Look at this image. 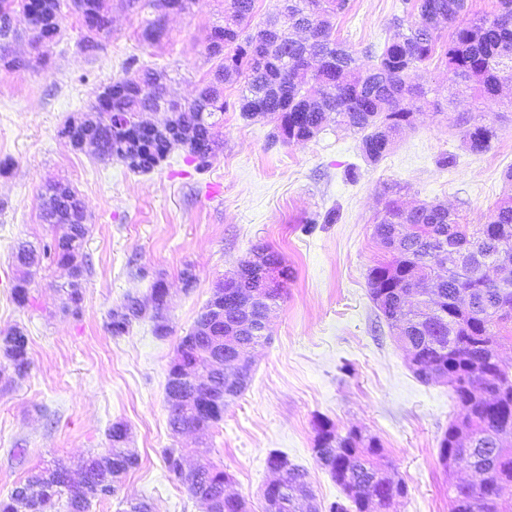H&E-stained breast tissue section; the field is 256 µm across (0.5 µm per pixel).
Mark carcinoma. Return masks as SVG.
I'll return each mask as SVG.
<instances>
[{
    "label": "carcinoma",
    "mask_w": 512,
    "mask_h": 512,
    "mask_svg": "<svg viewBox=\"0 0 512 512\" xmlns=\"http://www.w3.org/2000/svg\"><path fill=\"white\" fill-rule=\"evenodd\" d=\"M288 17H281L275 5L262 25L250 32L255 0H233L224 9V24L212 27L205 50L221 64L197 98L182 113L185 124L196 130L194 141L184 145L193 159L204 168L221 145L216 113L224 112V99L217 83L232 75L241 79L239 110L245 119L260 113L273 123L271 137L284 143L304 142L315 137L326 126L334 124L359 135L364 159L376 164L389 153L396 137L411 125L416 113L425 107L440 109L428 99V91L408 81L411 71L439 54L444 59L450 80L476 90L480 97L494 101L503 85L512 82V0H498L499 9L492 15L469 17L468 0H403L402 16L393 22L396 32L377 55L376 64L364 69L356 52L338 41L332 20L346 9L348 0H288ZM30 6L28 0H0V24L10 26L11 18ZM452 28L450 39L442 42V25ZM164 27L153 18L145 20L142 38L157 43ZM146 108V99H128L112 94L111 111L125 112L128 118ZM129 129L113 130L103 139L96 157L117 159L131 171L146 173L167 157L170 150L157 154L150 165H142L128 155L124 142ZM493 121L463 120V138L475 155L488 152L497 139ZM58 184L49 183L43 194L54 198V205L41 208L45 224H59L69 200L57 198ZM392 185L383 189L386 197L383 212L377 216L373 236L385 259L367 273L369 295L387 324L404 319L409 324L406 342L414 350V374L424 383L434 380V373L448 375V380H466L468 387L453 388L460 417L448 424L440 440V461L448 472V512H512V503L501 499L475 501L453 479L458 445L462 438L473 443V462L489 465L493 481L500 486L512 485V371L505 366L494 368L497 347L504 336L507 319L497 316L502 304L512 306L511 288H488L479 273L480 262L497 254L498 243L512 251V195L503 196L483 224L468 230L467 246L473 253L472 275L466 287L471 290V309L460 312L453 298L460 283L448 273L437 292L441 297L443 316L429 315L421 306H405L402 301L405 282L424 275L437 263L452 269L455 258L448 250V229L462 224L459 212L440 203L416 209L403 206L394 195ZM88 228L71 224L52 245L18 249L16 260L25 268L12 286L14 301L21 307L31 303V278L28 269L50 259L65 268L68 288L65 307L80 309L84 268L75 263ZM258 265L247 259L235 272L240 288H260L261 265L276 271L281 287L266 291L265 301L254 305L251 327L242 330L238 341L251 345L268 339L261 333V319L273 310L284 295V285L292 271L279 253L265 249ZM163 279L151 288L156 307L154 333L160 338L171 334L164 317ZM141 301L127 297L109 311L106 329L113 336L128 332L140 318ZM203 316H198L193 329L181 337L177 349L183 361L192 367L194 376L212 375V401L207 418L219 423L230 402L243 394L250 381L249 372L234 381L224 380L221 373H211L212 356L224 349V327L213 329L212 335H198ZM28 338L19 327L0 336V353L21 375L27 372ZM494 381L500 397L484 402L476 391ZM182 400L170 408L171 429H188L201 419L202 398L193 390V382L184 383ZM110 448L85 465L82 479L72 481L69 468L57 461L48 474H35L17 484L10 495L0 499V512H16L25 505L28 512H88L93 498L109 499L118 490L117 481L137 465V458L124 447L126 426L116 422L108 429ZM314 452L317 461L328 470L348 503L333 502L328 512H390L396 500L404 497L407 487L391 479L375 462L381 444L374 437L356 432L338 433L334 424L322 419L316 424ZM168 480L182 485L183 460L176 448L164 452ZM288 466V496L285 512H310L313 493L300 466L273 451L267 466ZM229 474L209 463L202 466L187 485L197 499H210L219 504V512H245L246 502L224 498V483Z\"/></svg>",
    "instance_id": "cac0c4a2"
}]
</instances>
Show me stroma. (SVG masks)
I'll return each mask as SVG.
<instances>
[{
  "label": "stroma",
  "mask_w": 512,
  "mask_h": 512,
  "mask_svg": "<svg viewBox=\"0 0 512 512\" xmlns=\"http://www.w3.org/2000/svg\"><path fill=\"white\" fill-rule=\"evenodd\" d=\"M111 34L84 51L81 18L62 5L61 36L34 61L28 39L14 43L25 68L0 65V334L22 328L30 366L16 374L0 359V497L19 482L65 461L73 473L104 454L107 430L121 421L138 463L116 496L93 501L88 512H124L143 499L153 512H201L188 491L168 481L164 451H182L188 465L210 462L231 476L229 492L262 512L271 480V451L299 465L318 502L343 500L341 488L313 451L318 419L340 433L358 430L379 440L380 464L408 492L391 512H448V476L439 442L460 408L445 383L420 382L409 355L393 338L368 292L367 272L382 259L373 237L382 189L398 186L404 202H441L467 224L484 223L512 192V87L494 102L452 85L444 64L430 60L410 74L444 104L442 113L417 114L379 163L363 159L360 136L329 127L314 138L272 141L266 119H244L240 83L223 85L222 144L206 168L181 147L151 172L119 160L102 162L59 135L64 123L88 112L97 89L141 68L164 70L172 93L193 101L220 64L203 50L224 0H196L170 15L157 45L140 38L144 14L128 0H107ZM401 0H348L334 20L338 40L363 66L370 50L394 33ZM501 116L490 151L471 154L462 121ZM454 155L452 166L442 156ZM69 182L79 193L89 233L78 255L85 269L79 311L65 307L64 268H34L31 303L12 298L20 243L44 244L64 227L40 219L46 183ZM337 219L327 223L328 212ZM278 251L293 272L270 316L271 338L250 353L252 376L243 395L212 427L173 433L165 401L167 371L218 283L259 247ZM192 267L193 288L181 273ZM170 289V336L154 335L143 316L119 337L106 329L108 313L126 297L147 299L152 284Z\"/></svg>",
  "instance_id": "stroma-1"
}]
</instances>
